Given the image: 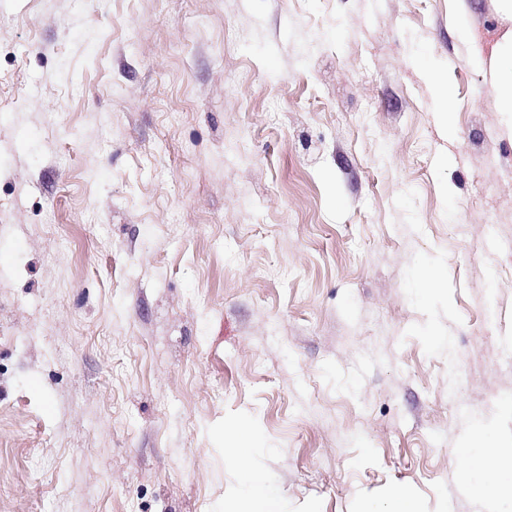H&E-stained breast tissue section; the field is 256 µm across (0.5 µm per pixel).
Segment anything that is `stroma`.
Wrapping results in <instances>:
<instances>
[{
	"label": "stroma",
	"mask_w": 512,
	"mask_h": 512,
	"mask_svg": "<svg viewBox=\"0 0 512 512\" xmlns=\"http://www.w3.org/2000/svg\"><path fill=\"white\" fill-rule=\"evenodd\" d=\"M509 43L502 0H0V512H243L231 446L264 512H512ZM507 58H501L498 61L494 79L497 87V102L501 110L512 112V77L511 79L502 77L503 64ZM225 451L235 456L236 464L246 481L252 507L260 508L270 498V490L254 476L249 458L238 448H226Z\"/></svg>",
	"instance_id": "obj_1"
}]
</instances>
